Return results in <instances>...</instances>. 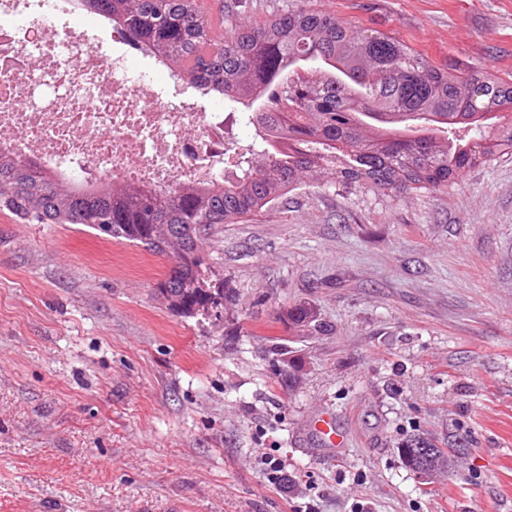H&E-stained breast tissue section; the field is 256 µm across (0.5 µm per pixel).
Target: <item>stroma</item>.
<instances>
[{
	"mask_svg": "<svg viewBox=\"0 0 512 512\" xmlns=\"http://www.w3.org/2000/svg\"><path fill=\"white\" fill-rule=\"evenodd\" d=\"M312 2L512 83V0ZM202 243L230 297L184 317L169 257L0 208V512H512V154L438 195L310 182Z\"/></svg>",
	"mask_w": 512,
	"mask_h": 512,
	"instance_id": "1",
	"label": "stroma"
}]
</instances>
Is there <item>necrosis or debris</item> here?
Listing matches in <instances>:
<instances>
[{"instance_id": "obj_1", "label": "necrosis or debris", "mask_w": 512, "mask_h": 512, "mask_svg": "<svg viewBox=\"0 0 512 512\" xmlns=\"http://www.w3.org/2000/svg\"><path fill=\"white\" fill-rule=\"evenodd\" d=\"M124 32L79 23L67 0H0V152L90 187L165 189L240 175L223 108L205 110Z\"/></svg>"}]
</instances>
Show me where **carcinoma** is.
Listing matches in <instances>:
<instances>
[{"mask_svg":"<svg viewBox=\"0 0 512 512\" xmlns=\"http://www.w3.org/2000/svg\"><path fill=\"white\" fill-rule=\"evenodd\" d=\"M70 2L135 35L202 94L244 105L262 148L239 154L241 177L164 190L115 182L82 188L0 153V207L39 224H84L157 254L173 252L158 232H177L184 254L157 290L190 305L215 301L201 231L283 199L305 177L439 194L466 170L512 151L511 84L438 69L403 40L355 30L305 0L225 33L199 0ZM288 320L308 329L316 316L299 307ZM421 443L415 437L397 448L407 468Z\"/></svg>","mask_w":512,"mask_h":512,"instance_id":"cac0c4a2","label":"carcinoma"}]
</instances>
